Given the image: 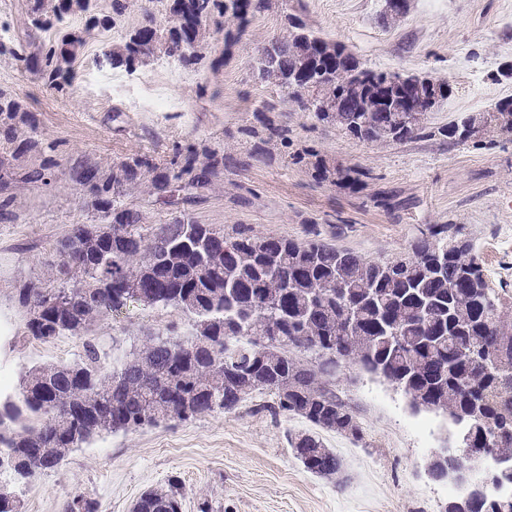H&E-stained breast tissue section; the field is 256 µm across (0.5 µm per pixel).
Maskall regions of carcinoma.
Listing matches in <instances>:
<instances>
[{
	"label": "carcinoma",
	"mask_w": 512,
	"mask_h": 512,
	"mask_svg": "<svg viewBox=\"0 0 512 512\" xmlns=\"http://www.w3.org/2000/svg\"><path fill=\"white\" fill-rule=\"evenodd\" d=\"M129 0H33L32 24L48 32L85 19V30L112 27ZM275 0H160L144 22L109 46L112 63L126 66L165 59L197 63L210 35L205 18H224L225 41H236L250 18ZM84 37L71 30L48 43L0 41L25 69L60 88L72 81L73 62ZM258 78L284 89L301 111L364 143H401L426 129L397 109L431 88L448 98L446 81L360 67L335 41L321 38L284 16L283 32L258 48ZM346 74L336 84V71ZM330 84L369 108L366 121L341 117L305 95L309 83ZM512 99L480 114L481 131L512 134ZM27 109L0 89V150L20 139ZM468 116L441 134L466 140ZM161 171L147 155L120 162L106 174L94 163L75 168L78 190L94 199L103 224H77L73 251L95 241L85 267L57 287L25 288L26 329L48 341L88 332L98 321L132 303L171 307L188 318L191 338L148 336L132 357L109 361L87 340L73 363L31 367L16 388L0 393V474L25 481L59 466L76 448L105 433H133L177 418L230 412L256 391L277 397L278 408L353 441L363 438L354 410L329 388L328 377L344 364L380 377L415 409L462 423L475 445L493 446L512 459V304L488 286L476 243L462 229L437 224L417 238L411 252L392 260H367L317 237L303 241L257 236L245 224L226 234L210 224L176 220L156 227L141 210L123 203L127 187L147 185L161 199L205 189L224 165L214 150L189 152ZM315 351L318 366L295 352ZM288 386V392L281 388ZM296 458L311 474L336 475L342 460L316 432L288 433ZM451 498L445 512H512L511 501ZM66 512H98V503L75 495ZM133 512H181V493L144 492Z\"/></svg>",
	"instance_id": "carcinoma-1"
}]
</instances>
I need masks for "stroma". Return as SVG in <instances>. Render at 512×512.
<instances>
[{"label": "stroma", "mask_w": 512, "mask_h": 512, "mask_svg": "<svg viewBox=\"0 0 512 512\" xmlns=\"http://www.w3.org/2000/svg\"><path fill=\"white\" fill-rule=\"evenodd\" d=\"M385 9V0H285L256 15L234 43L211 33L204 59L173 72L156 60L129 71L106 58L107 43L141 24L135 6L110 30L85 33L76 78L63 90L0 55V89L26 104L40 143L8 165L21 174L55 162L50 185L0 188L11 212L0 216V377L15 384L31 367L75 361L88 338L116 361L150 335L190 337L179 312L137 304L103 318L84 339L40 341L26 329L20 289L56 287L58 244L73 225L103 221L93 199L77 193L75 166L95 162L107 172L137 153L162 166L190 149L224 156L223 170L192 202L165 205L130 187L125 202L149 224L180 217L226 231L245 224L258 236L317 235L369 260L398 257L427 227L453 224L474 239L490 287L512 302V249L503 247L512 240V136L456 142L439 133L512 98V77L500 74L512 63V0H408L396 22L383 20ZM287 13L369 68L448 81L450 95L424 134L364 144L260 81L255 54L281 33ZM270 124L286 129V139H268ZM319 163L357 167L358 187L320 178ZM330 387L364 427L358 443L323 435L343 460L342 479L303 468L287 437L307 422L261 391L231 412L95 439L57 469L14 485L20 512H65L80 492L99 512H132L144 491L172 480L183 493L182 512H200L205 500L221 512H443L448 487L430 480L425 465L448 441L447 420L412 411L400 391L356 367L338 372Z\"/></svg>", "instance_id": "35a3bbf8"}]
</instances>
